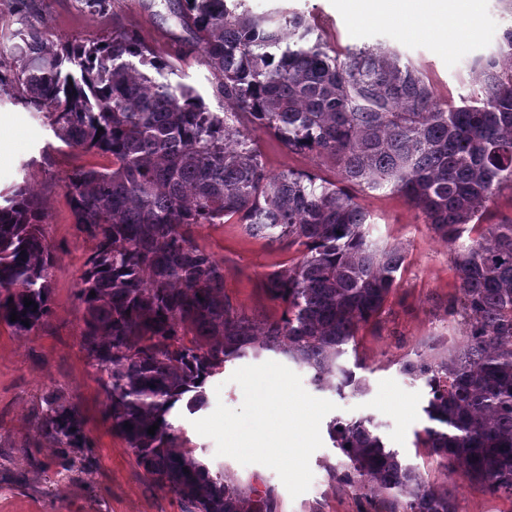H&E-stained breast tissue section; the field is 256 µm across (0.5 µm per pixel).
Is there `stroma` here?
Masks as SVG:
<instances>
[{
    "label": "stroma",
    "instance_id": "1",
    "mask_svg": "<svg viewBox=\"0 0 512 512\" xmlns=\"http://www.w3.org/2000/svg\"><path fill=\"white\" fill-rule=\"evenodd\" d=\"M248 4L257 13L276 9L305 13L323 39L340 50L378 40L389 43L423 72L440 101L456 105L479 88L476 58L492 52L502 31L512 25V18L497 10V0H481L478 14L460 22L464 28L476 27L477 35L452 54L439 35L398 19L368 21L347 11L341 0H248ZM180 9L181 0H112L110 11L94 13L83 9L79 0H32L28 19L54 42L91 40L110 33L116 24L134 28L158 54L179 60L178 80L193 86L212 111H221L209 74L199 62L194 36L182 26ZM254 136L268 171L292 168L335 178V169L323 159L289 151L271 133L258 130ZM0 140L18 144L0 159V195L25 182L34 187L49 216L46 235L57 256L48 324L29 335L0 324V512H182L180 502L153 483L113 432L104 416L106 396L80 344L78 290L92 244L75 228L70 199L59 177L71 167L99 165L103 159L62 148L35 113L7 97L0 99ZM351 192L370 214L371 238L402 246L406 261L382 313L356 336L360 362L356 374L365 380L366 392L341 399L323 390L320 398L336 402L339 417H374L388 447L397 449L435 486L449 488L459 512H512L511 501L489 495L461 473L447 474L438 456L416 444V432L427 423L422 411L426 390L423 383L403 376L400 367L414 353L445 352L462 340L459 321L448 317V303L459 285L451 247L403 196L356 186ZM195 238L223 264L224 293L236 307L259 321L280 314L263 280L295 258V251L252 237L233 220L201 225ZM49 391L78 406L94 442L93 454L56 485L49 479L58 471L60 459L36 429L40 398ZM175 425L196 457L212 470L246 485L274 488L279 512H360L354 492L328 476L329 465L340 461L331 442L312 454V483L294 498L274 470L217 455L214 441L196 432L191 417H178Z\"/></svg>",
    "mask_w": 512,
    "mask_h": 512
}]
</instances>
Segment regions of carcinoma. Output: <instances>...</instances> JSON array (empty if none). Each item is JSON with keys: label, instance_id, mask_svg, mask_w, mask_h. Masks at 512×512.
Segmentation results:
<instances>
[{"label": "carcinoma", "instance_id": "carcinoma-1", "mask_svg": "<svg viewBox=\"0 0 512 512\" xmlns=\"http://www.w3.org/2000/svg\"><path fill=\"white\" fill-rule=\"evenodd\" d=\"M182 23L197 36L222 112L171 80L176 63L132 28L54 44L23 17L19 42L0 53V88L66 147L110 159L75 166L61 182L74 224L93 241L79 289L80 338L112 431L182 512H278L272 488L212 471L173 419L206 408V381L227 363L264 351L341 398L365 392L346 346L382 312L405 253L368 239V212L344 185L388 190L448 244L472 233L453 256L459 296L448 304L463 341L401 365L428 388L417 444L447 471L459 467L512 501V221L482 223L496 193L512 189V27L477 62L479 96L455 106L439 103L397 49L378 41L340 53L300 12L185 0ZM256 130L290 151L332 159L340 179L267 171ZM226 217L297 248L295 262L263 281L280 316L258 322L224 295V268L197 245L195 229ZM46 224L26 184L0 206V323L19 334L51 316ZM37 429L59 449L60 480L72 471L71 453L91 452L80 410L57 392L43 395ZM328 434L343 456L329 476L365 502L364 512H458L448 489L387 447L373 417H335Z\"/></svg>", "mask_w": 512, "mask_h": 512}]
</instances>
